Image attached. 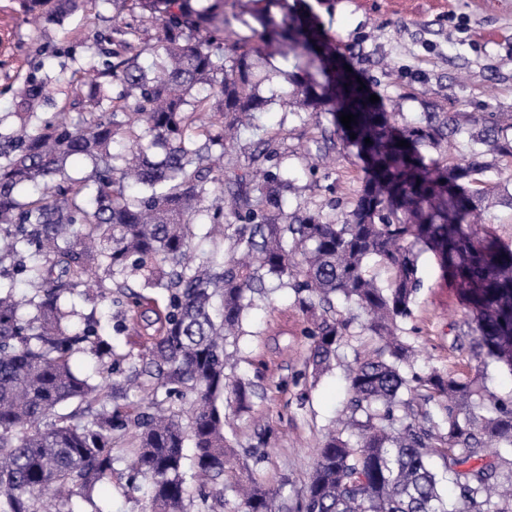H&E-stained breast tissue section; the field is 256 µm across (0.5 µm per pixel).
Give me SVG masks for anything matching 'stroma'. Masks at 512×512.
<instances>
[{
  "instance_id": "1",
  "label": "stroma",
  "mask_w": 512,
  "mask_h": 512,
  "mask_svg": "<svg viewBox=\"0 0 512 512\" xmlns=\"http://www.w3.org/2000/svg\"><path fill=\"white\" fill-rule=\"evenodd\" d=\"M303 7L318 16L337 52L361 72L385 111L402 113L408 122L423 121L430 112L512 113V0H305ZM111 25L107 0H76L62 23L38 28L28 23L21 0H0V127L18 124L11 86L32 74L62 88L82 79L88 47ZM48 45L61 48V55L48 56ZM253 64L258 92L268 103L256 113L254 127L242 132L237 156L246 157L265 133H278L282 165L294 185L285 195V211L331 199L346 209L361 185L355 151L334 154L310 175L297 154L309 129L297 116L299 103H284L287 85L276 76L285 60L276 54ZM420 276L412 315L400 326L419 352L415 368L480 372L491 392L512 395V379L496 365L479 367L467 352L452 349L465 309L432 254L421 255ZM308 326L288 288L269 291L243 321L232 353L237 376L251 383L255 396L248 409L225 410V434L236 459L232 472L218 481L221 512H240L239 490L254 483L280 491L283 507L296 505L325 431L343 414L349 365L377 344L364 336L342 346L334 369L307 383L302 375L310 355ZM128 454L113 449L112 482L96 488L92 502L73 497L81 512H150L148 481L127 483Z\"/></svg>"
}]
</instances>
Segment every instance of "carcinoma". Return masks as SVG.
Listing matches in <instances>:
<instances>
[{"label":"carcinoma","instance_id":"obj_1","mask_svg":"<svg viewBox=\"0 0 512 512\" xmlns=\"http://www.w3.org/2000/svg\"><path fill=\"white\" fill-rule=\"evenodd\" d=\"M273 1L288 5L253 0L261 46L231 29L237 13L228 9L238 0H106L118 14L150 13L153 44L128 25L112 26L88 65L94 77L35 132L28 122L54 101L51 83L32 74L15 93L19 128L0 131V260L12 257L14 274L36 294L21 304L0 281V512H43L50 490L75 512L72 492L89 502L111 483L112 448L128 436L129 481H150L154 512H187L183 448H195L204 479L226 473L219 399L227 394L243 409L252 396L227 372L226 346L273 282L309 314L311 376L329 369L353 335L355 318L336 300L366 315L359 335L380 341L349 369L347 419L319 449L297 512H512V397H497L476 377L407 375L413 348L397 335L421 287L420 244L468 309L453 346L512 376V248L479 224L491 200L512 207L508 185L482 180L512 164V113L430 112L400 123L369 102L371 88L331 69L336 48L316 17L290 9L278 16ZM23 2L27 14L59 22L74 0ZM268 48L323 78L303 83L280 73L301 105L328 106L330 126L318 112L304 119L314 145L306 155L341 145L362 162L361 188L339 217L320 205L285 212L291 180L275 162V133L259 139L247 163L216 164L262 105L252 60ZM146 52L154 57L148 68ZM349 113L350 130L340 121ZM463 133L467 155L426 162L422 147ZM115 144L124 150L112 151ZM74 158L90 164L81 180L66 174ZM29 184L43 190L22 203L17 192ZM208 222L219 235L205 234L210 251L192 266L195 228ZM370 257L390 269L387 285L366 273ZM93 271L124 321L154 306L145 350L118 354L103 318L74 321L62 295ZM23 305L32 309L27 318ZM78 353L96 358L112 394L75 372ZM160 388L189 402L187 418L119 402L131 389ZM277 495L254 487L244 512H280Z\"/></svg>","mask_w":512,"mask_h":512}]
</instances>
